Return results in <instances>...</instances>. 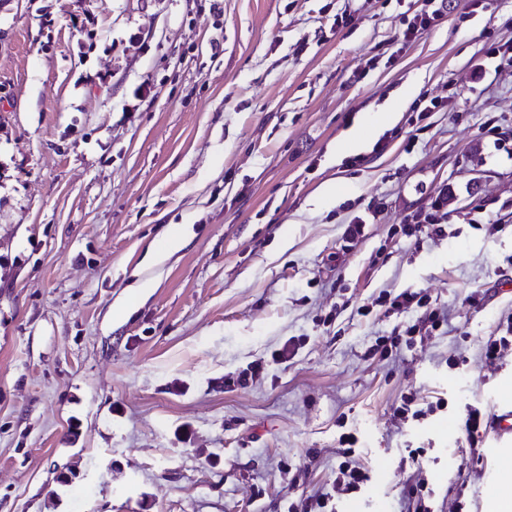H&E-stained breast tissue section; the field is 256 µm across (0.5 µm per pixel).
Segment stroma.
<instances>
[{
  "instance_id": "35a3bbf8",
  "label": "stroma",
  "mask_w": 512,
  "mask_h": 512,
  "mask_svg": "<svg viewBox=\"0 0 512 512\" xmlns=\"http://www.w3.org/2000/svg\"><path fill=\"white\" fill-rule=\"evenodd\" d=\"M447 2L405 43L409 0H0V512H288L344 431L370 479L340 512H405L418 476L435 512H489L512 435L444 427L512 406V350L482 357L512 318V67L487 55L512 0ZM443 193L444 236H406ZM402 291L447 324L375 353L418 318L377 306ZM410 394L448 405L403 421Z\"/></svg>"
}]
</instances>
